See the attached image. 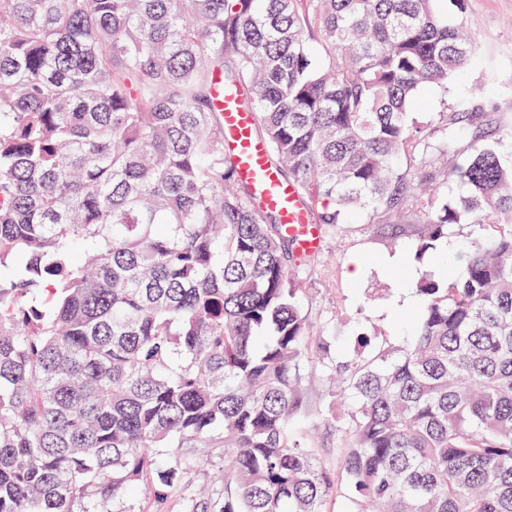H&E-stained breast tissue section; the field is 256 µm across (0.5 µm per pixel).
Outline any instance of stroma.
Here are the masks:
<instances>
[{"mask_svg":"<svg viewBox=\"0 0 512 512\" xmlns=\"http://www.w3.org/2000/svg\"><path fill=\"white\" fill-rule=\"evenodd\" d=\"M437 10L449 23L462 24L475 45V53L448 89L427 86L419 92L413 109L417 121L427 122L452 109L454 100L482 89V110L486 115V137H494L499 125L512 122V0H438ZM403 253L414 268L425 270L433 257L418 261L404 244H391L384 234H374L353 225L343 236L324 241L322 252L304 283L302 303L314 325L315 345L328 355L342 359L354 353L364 334H377L391 344L403 343L406 330L400 324L398 300L409 287L402 272L387 265L386 255ZM361 259L359 278L349 275L352 259ZM307 410L305 424L326 463L335 490L328 512H349L346 479L336 463L339 441L329 425L331 416L343 413L335 404L329 386L320 373L307 372L303 379ZM221 460L202 461L186 469L180 484L168 491L164 501L143 488L117 503L118 512H184L188 492L215 487Z\"/></svg>","mask_w":512,"mask_h":512,"instance_id":"obj_1","label":"stroma"}]
</instances>
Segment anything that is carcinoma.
Here are the masks:
<instances>
[{"mask_svg":"<svg viewBox=\"0 0 512 512\" xmlns=\"http://www.w3.org/2000/svg\"><path fill=\"white\" fill-rule=\"evenodd\" d=\"M436 0H0V512H106L198 460L185 512H327L303 429L302 255L238 177L217 82L316 223L419 259L408 339L360 337L336 461L379 512H512V127L481 91L419 125L473 54Z\"/></svg>","mask_w":512,"mask_h":512,"instance_id":"1","label":"carcinoma"}]
</instances>
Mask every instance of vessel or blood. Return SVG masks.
Here are the masks:
<instances>
[{
  "label": "vessel or blood",
  "mask_w": 512,
  "mask_h": 512,
  "mask_svg": "<svg viewBox=\"0 0 512 512\" xmlns=\"http://www.w3.org/2000/svg\"><path fill=\"white\" fill-rule=\"evenodd\" d=\"M224 130L235 149L239 176L250 183L265 209L276 212L288 236L306 253L319 252L321 230L302 203L297 188L279 177L270 165L266 146L253 134L255 112L242 105L235 93L223 90Z\"/></svg>",
  "instance_id": "1"
}]
</instances>
